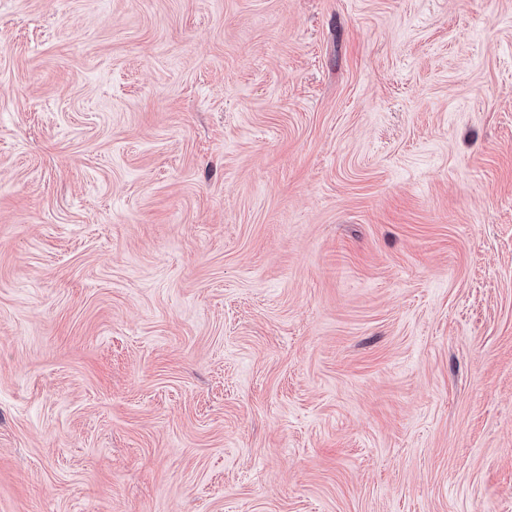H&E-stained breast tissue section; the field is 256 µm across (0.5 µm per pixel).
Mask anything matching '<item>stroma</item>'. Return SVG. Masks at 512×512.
<instances>
[{
  "label": "stroma",
  "instance_id": "stroma-1",
  "mask_svg": "<svg viewBox=\"0 0 512 512\" xmlns=\"http://www.w3.org/2000/svg\"><path fill=\"white\" fill-rule=\"evenodd\" d=\"M0 512H512V0H0Z\"/></svg>",
  "mask_w": 512,
  "mask_h": 512
}]
</instances>
